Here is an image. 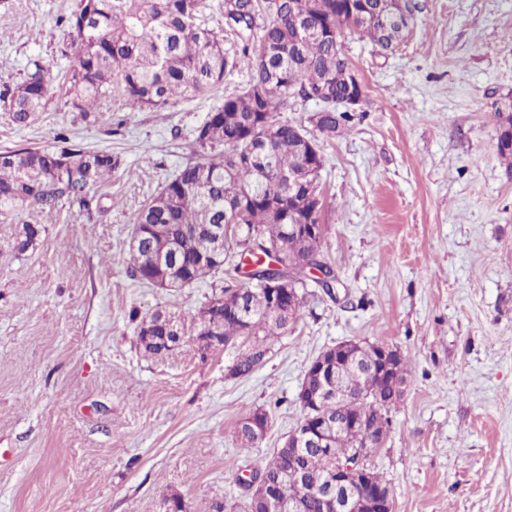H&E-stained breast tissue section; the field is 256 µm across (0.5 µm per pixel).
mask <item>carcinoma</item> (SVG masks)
<instances>
[{
	"label": "carcinoma",
	"mask_w": 512,
	"mask_h": 512,
	"mask_svg": "<svg viewBox=\"0 0 512 512\" xmlns=\"http://www.w3.org/2000/svg\"><path fill=\"white\" fill-rule=\"evenodd\" d=\"M200 0H75L65 21L79 46L76 64L67 72V94L73 110L99 111L112 95L113 83L123 89L129 106L160 112L181 99L195 98L218 87L228 67L240 64L249 79L238 93L224 98L207 113L195 132L194 146L203 150L199 162L187 163L138 213L135 230L141 232L142 258L133 260V276L154 284L162 276L150 264L148 253L183 241L171 271L179 287L194 284L224 267L231 253L242 249L254 261L267 255L255 239L288 246V273L297 288L296 309H301L310 281L307 257L322 264L323 236L304 239L288 233L290 224L319 223L317 203L288 188L278 178L292 171L305 181L321 171L322 153L308 158V142H317L301 125L282 119L293 100L304 93L323 94L312 120L323 136L333 137L352 119L337 106L349 87L336 40L347 33L383 48L397 43L403 28L382 16L380 0H236L231 13L236 34L245 43L260 31L259 46L228 59L223 37L197 23ZM47 68L36 58L25 79L8 92L12 122L29 125L47 101ZM119 160L105 150L90 151L75 145L19 148L0 153V210L29 205L41 210L63 201L90 213L98 206L96 191L112 176ZM233 216L240 226L235 238L218 240L213 230ZM38 224H24L15 247L24 251L41 236ZM265 289L247 284L243 294L221 288L190 319L159 310L143 317L136 327L143 355L163 360L172 354L164 336L195 337L210 333L222 337L202 354L243 340L228 367L233 377L251 374L264 363L268 341L288 332L291 319L275 316ZM314 388L352 390L341 416L358 427L346 431L332 448H276L252 471L273 484L285 472L297 473L300 483L334 478L336 464L353 448L364 446L369 428L390 426V414L400 398L386 379L362 361L343 376L304 377Z\"/></svg>",
	"instance_id": "obj_1"
}]
</instances>
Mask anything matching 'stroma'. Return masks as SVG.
Here are the masks:
<instances>
[{
	"label": "stroma",
	"mask_w": 512,
	"mask_h": 512,
	"mask_svg": "<svg viewBox=\"0 0 512 512\" xmlns=\"http://www.w3.org/2000/svg\"><path fill=\"white\" fill-rule=\"evenodd\" d=\"M390 51L348 34L341 50L365 96L319 137L321 258L337 286H309L266 361L231 378L227 349L168 358L140 351L131 311L197 313L224 271L163 289L132 275L144 204L190 158L208 112L248 78L227 70L204 96L161 112L113 95L73 110L51 82L44 111L17 128L1 97L31 59L75 65L64 21L74 0H0V152L56 135L119 159L99 211L61 202L0 213V512H185L242 493L238 476L295 427L311 361L345 340L409 358L405 394L371 466L395 512H512V165L497 111L512 98V0H416ZM39 240L14 247L20 225ZM271 423L256 444L237 423Z\"/></svg>",
	"instance_id": "stroma-1"
}]
</instances>
